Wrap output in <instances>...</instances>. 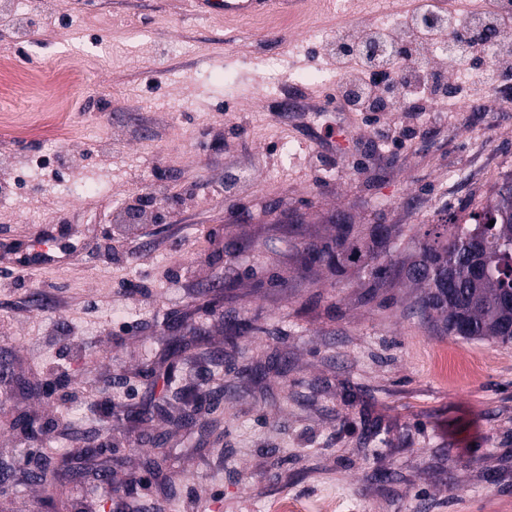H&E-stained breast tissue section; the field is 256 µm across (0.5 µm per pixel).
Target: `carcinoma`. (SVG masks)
<instances>
[{"instance_id": "obj_1", "label": "carcinoma", "mask_w": 512, "mask_h": 512, "mask_svg": "<svg viewBox=\"0 0 512 512\" xmlns=\"http://www.w3.org/2000/svg\"><path fill=\"white\" fill-rule=\"evenodd\" d=\"M418 252L410 263L385 250L394 233L372 230L376 247H367L365 268L369 287L388 288L393 277L403 275L422 288L420 307L444 333L465 340L512 343V175L498 185L492 197L473 206L465 218L437 219L422 225ZM353 226L337 225L334 244L304 248L310 264L344 252ZM66 458L40 475L54 497L62 487Z\"/></svg>"}]
</instances>
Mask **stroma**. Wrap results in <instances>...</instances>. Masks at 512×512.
<instances>
[{"label": "stroma", "instance_id": "stroma-1", "mask_svg": "<svg viewBox=\"0 0 512 512\" xmlns=\"http://www.w3.org/2000/svg\"><path fill=\"white\" fill-rule=\"evenodd\" d=\"M30 9L22 39L0 13V55L14 61L0 110L43 127L0 128V181L16 185L0 195V378L49 390L0 401V512H52L36 464L61 453L77 459L79 504L84 468L116 459L119 512H261L283 497L332 498L337 512H512V344L443 334L405 278L374 290L347 259L303 260L333 242L339 217L365 245L374 227H401L389 248L411 259L415 227L512 174V112L456 100L447 113L384 109L374 128L336 111L321 95L335 56L305 31L367 25L323 0L290 17L195 18L177 0ZM73 68L82 84L51 89L58 120L29 79ZM291 94L297 111L280 112ZM51 224L80 230L54 243L71 260L15 267ZM174 342L208 362L170 383L161 353ZM183 388L213 393L198 425L128 422L153 399L180 407ZM22 415L51 434L72 422V437L33 441ZM147 436L167 437L189 480L129 495L149 478Z\"/></svg>", "mask_w": 512, "mask_h": 512}]
</instances>
